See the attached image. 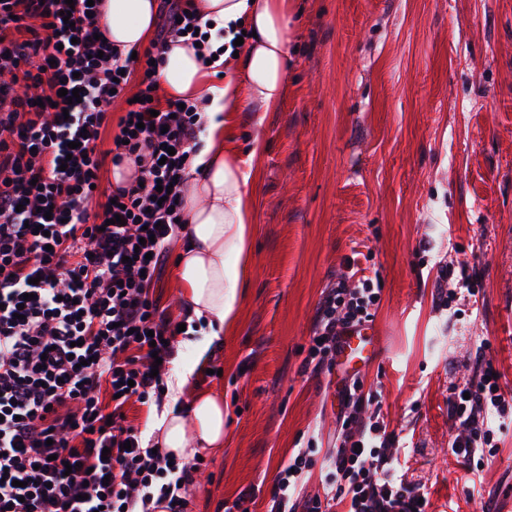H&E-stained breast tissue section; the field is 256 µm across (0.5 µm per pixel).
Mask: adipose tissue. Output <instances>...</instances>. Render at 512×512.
Listing matches in <instances>:
<instances>
[{"label": "adipose tissue", "mask_w": 512, "mask_h": 512, "mask_svg": "<svg viewBox=\"0 0 512 512\" xmlns=\"http://www.w3.org/2000/svg\"><path fill=\"white\" fill-rule=\"evenodd\" d=\"M101 29L121 52L144 49L157 16V0H102ZM200 15L226 30L253 31L236 60V73L223 87L211 84L196 51L184 39L164 49L159 78L172 99H208V144L186 171V224L176 262L181 300L196 318L223 328L241 303L240 284L249 263L250 215L244 196L249 175L224 148V111L238 98L262 109L275 107L285 93L290 0H195ZM211 339L193 343V357L167 380L166 401L143 441L190 460L204 450L224 447V398L211 391L189 392Z\"/></svg>", "instance_id": "ef3b65f1"}]
</instances>
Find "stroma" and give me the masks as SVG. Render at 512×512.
<instances>
[{
	"instance_id": "35a3bbf8",
	"label": "stroma",
	"mask_w": 512,
	"mask_h": 512,
	"mask_svg": "<svg viewBox=\"0 0 512 512\" xmlns=\"http://www.w3.org/2000/svg\"><path fill=\"white\" fill-rule=\"evenodd\" d=\"M276 109H226L251 157L252 269L238 321L198 367L224 395V448L203 452L190 512H267L292 452L336 444L339 371L305 358L328 288L378 273L379 350L360 377L399 438L428 512H496L512 489V418L483 469L451 449L449 390L484 349L512 394V0H294ZM262 149L251 155L253 141ZM479 281L461 315L439 305Z\"/></svg>"
}]
</instances>
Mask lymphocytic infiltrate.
I'll return each mask as SVG.
<instances>
[{
	"label": "lymphocytic infiltrate",
	"instance_id": "lymphocytic-infiltrate-1",
	"mask_svg": "<svg viewBox=\"0 0 512 512\" xmlns=\"http://www.w3.org/2000/svg\"><path fill=\"white\" fill-rule=\"evenodd\" d=\"M166 2L165 24L134 60L97 40L100 8L88 0H0V76H11L0 79V512H185L179 486L192 465L152 453L125 422L130 401L162 396L175 359L179 323L149 290L184 228L183 174L202 125L195 103L160 95L151 63L181 36L198 40L201 60L223 55L224 31L193 0ZM138 69L139 100L120 116L113 152L101 151L107 109ZM126 157L141 165L138 182L98 201L106 160ZM380 291L379 277L351 267L323 298L307 363L322 369L342 331L372 319ZM493 371L478 359L448 398L452 451L470 461L498 448L488 417L512 415ZM340 396L350 412L337 446L295 451L270 512H427L358 378ZM315 467L323 492L300 498Z\"/></svg>",
	"mask_w": 512,
	"mask_h": 512
}]
</instances>
